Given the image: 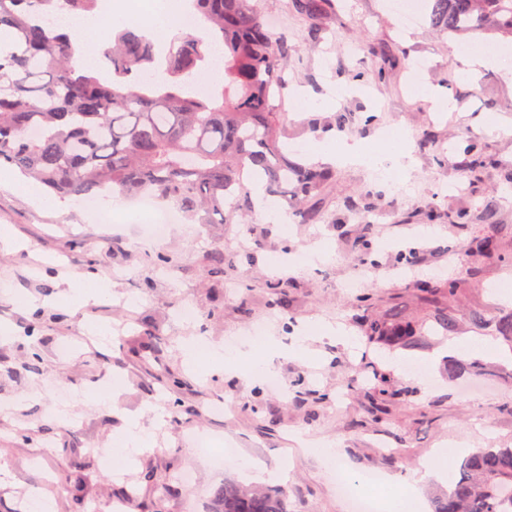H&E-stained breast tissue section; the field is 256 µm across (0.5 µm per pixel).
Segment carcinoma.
Instances as JSON below:
<instances>
[{
  "instance_id": "carcinoma-1",
  "label": "carcinoma",
  "mask_w": 512,
  "mask_h": 512,
  "mask_svg": "<svg viewBox=\"0 0 512 512\" xmlns=\"http://www.w3.org/2000/svg\"><path fill=\"white\" fill-rule=\"evenodd\" d=\"M329 0H292L321 18ZM426 18L444 33L495 30L512 36V0H427ZM97 0H0V165L77 202L150 195L191 224H234L254 212L252 188L269 197H307L332 181L321 165L288 159L280 111L285 67L295 50L267 25L260 0H192L199 35L170 43L158 66L153 42L135 26L112 31L104 78L75 54L60 12L88 16ZM222 47L223 79L210 75L211 44ZM154 489L155 512L170 494ZM213 512H289L280 487L226 482ZM433 512H512V448L463 458Z\"/></svg>"
}]
</instances>
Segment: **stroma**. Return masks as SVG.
<instances>
[{
  "label": "stroma",
  "instance_id": "35a3bbf8",
  "mask_svg": "<svg viewBox=\"0 0 512 512\" xmlns=\"http://www.w3.org/2000/svg\"><path fill=\"white\" fill-rule=\"evenodd\" d=\"M267 19L288 32L297 50L288 60V93L281 109L294 136L290 156L309 160L307 147L331 135L374 146L390 126L408 129L411 162L404 177H381L365 164H337L329 188L288 208V226L170 225L164 243L142 236L135 201H124L111 223L85 205L62 199L53 209L0 185V226L9 225L23 249L0 250V323L13 338L0 344V512H26L41 496L52 512H150L153 494L142 476L157 472L176 492L167 512H212L224 481L251 482L242 468L214 466L190 437L230 441L240 456L268 473L288 469L283 488L289 512H348L336 487L337 470L408 483L423 474L438 449L471 453L512 447V348L483 358L475 375L468 355L448 352L460 337L502 340L512 318V137L491 131L512 121V39L493 32L443 35L426 21L404 28L388 0H334L321 25L296 14L290 0H261ZM497 48L496 65L467 73L459 60L473 43ZM360 56L348 53L350 45ZM427 66L415 71L416 60ZM453 99L439 112L423 86ZM306 107L295 109L297 97ZM343 112L345 126L333 125ZM224 242L231 257L222 274L206 275V255ZM325 246L331 259L311 264ZM172 260L167 276L151 263ZM422 252L417 279L398 271ZM94 272L108 291L77 314L59 299L67 283ZM360 287H349L355 274ZM286 279L283 307H271L269 283ZM196 311L182 321L184 304ZM411 322L414 338L393 343L370 335L373 320ZM43 325L41 360L31 367L28 334ZM125 336L82 346L85 326ZM342 325L345 342L315 338L301 360L283 352L289 329ZM155 327L154 351L138 361L132 346ZM262 326L281 346L263 353L279 381L269 387L250 362L216 370L186 365L181 346L226 337L250 345ZM63 342L78 344L60 356ZM178 378L179 388L167 381ZM78 384L91 398L62 412L53 389ZM230 411L206 413L209 403ZM138 414L151 449L131 464L112 457L124 417ZM338 442L337 463L300 448L296 436ZM192 473V486L182 473Z\"/></svg>",
  "mask_w": 512,
  "mask_h": 512
}]
</instances>
